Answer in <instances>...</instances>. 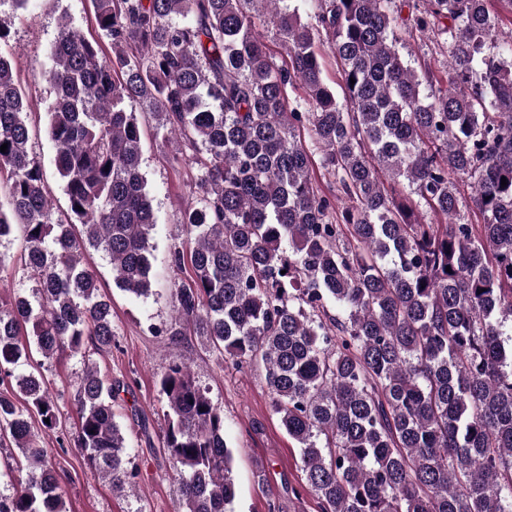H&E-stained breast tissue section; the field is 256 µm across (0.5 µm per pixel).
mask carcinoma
I'll use <instances>...</instances> for the list:
<instances>
[{"label": "carcinoma", "mask_w": 512, "mask_h": 512, "mask_svg": "<svg viewBox=\"0 0 512 512\" xmlns=\"http://www.w3.org/2000/svg\"><path fill=\"white\" fill-rule=\"evenodd\" d=\"M392 3L322 0L304 20L290 0H92L112 53L66 25L44 72L65 223L52 219L28 96L0 52V239L20 227L35 283V300L0 311V375L27 404L0 394V435L22 453L0 512H67L27 417L55 428V400L39 369L15 373L34 351L81 357L75 446L112 491L134 486L112 412L121 383L89 354L112 346V300L81 264L100 251L122 290L152 294L156 218L128 101L153 113L162 146L190 145L199 170L181 212L188 249L170 255L192 268L172 322L227 365L263 367L322 512H512V32L492 0H425L416 29L448 43L437 86L399 53ZM258 15L287 64L267 52ZM323 37L341 101L315 49ZM422 207L436 223L418 219ZM470 208L481 223L465 220ZM160 392L177 512H232L224 409L184 362Z\"/></svg>", "instance_id": "obj_1"}]
</instances>
